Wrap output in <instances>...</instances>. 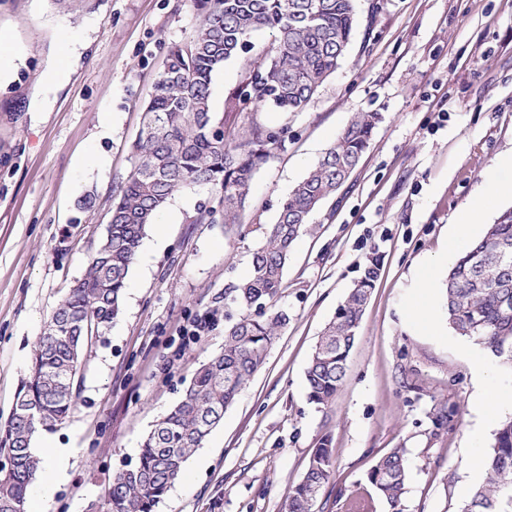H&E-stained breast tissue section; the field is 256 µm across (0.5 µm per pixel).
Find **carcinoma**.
<instances>
[{
  "instance_id": "1",
  "label": "carcinoma",
  "mask_w": 512,
  "mask_h": 512,
  "mask_svg": "<svg viewBox=\"0 0 512 512\" xmlns=\"http://www.w3.org/2000/svg\"><path fill=\"white\" fill-rule=\"evenodd\" d=\"M355 0H194L199 22L174 44L144 121L132 144L133 165L116 186L110 224L90 257L85 275L60 300L39 336L28 376L12 412L0 425V456L14 469L0 472V512H27L28 491L42 459L31 444L38 430L63 422L79 395L82 349L119 317L129 271L142 239L174 191L209 186L224 205V223L237 224L259 163L283 151L288 129L274 131L257 117L271 105L305 109L344 58L355 26ZM260 29L275 44L247 63L224 100V115L211 109L213 74L248 49ZM381 115L356 112L282 203L252 254L249 276L225 291L238 318L224 328V349L196 369L181 399L145 438L138 461L112 475L101 512H154L190 455L264 363L288 316L276 309L296 239L313 214L335 197L370 146ZM377 275L374 265L337 307L306 368L309 400L330 407L345 377L349 353ZM448 324L474 339L512 369V208L488 225L484 236L448 269ZM448 401L429 414L437 435L448 428ZM336 449L323 439L302 480L288 490L282 512H313L331 483ZM482 483L461 512H512V419L502 422L483 460ZM408 478L405 449L379 456L366 483L351 491L344 512H391Z\"/></svg>"
}]
</instances>
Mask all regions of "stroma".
Wrapping results in <instances>:
<instances>
[{
    "mask_svg": "<svg viewBox=\"0 0 512 512\" xmlns=\"http://www.w3.org/2000/svg\"><path fill=\"white\" fill-rule=\"evenodd\" d=\"M356 24L336 73L307 108L262 109L288 149L255 171L240 226L215 214L207 186L174 192L130 270L123 313L85 348L80 396L52 431L66 449L42 512H97L116 470L182 398L193 372L224 347L237 318L224 291L249 272L281 203L353 113L383 117L358 167L294 243L277 309L288 315L261 368L187 460L155 512H280L311 453L328 438L335 475L315 512L365 482L374 458L406 450L401 512H460L483 480L505 409L482 420L480 379L512 390V370L448 325L441 289L433 326L407 308L417 270L444 256L457 216L512 151V0H355ZM96 33L47 112L28 109L52 43L42 17ZM195 26L192 0H0V37L24 64L0 87V423L26 376L34 343L101 241L112 193L132 167L131 144L168 50ZM94 193L84 213L78 201ZM378 273L331 408L310 403L305 370L325 325L370 262ZM205 318L209 330L187 331ZM455 414L430 435L435 400Z\"/></svg>",
    "mask_w": 512,
    "mask_h": 512,
    "instance_id": "obj_1",
    "label": "stroma"
}]
</instances>
